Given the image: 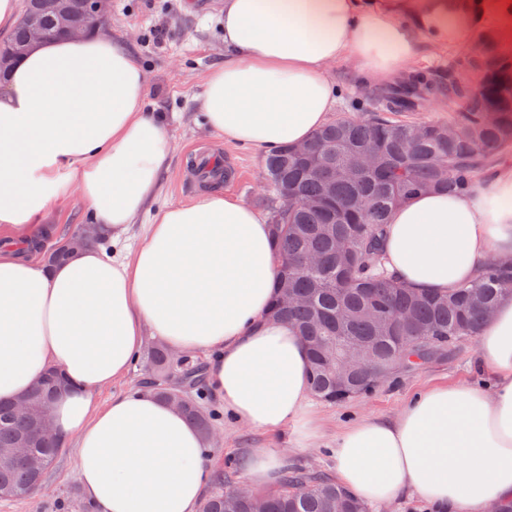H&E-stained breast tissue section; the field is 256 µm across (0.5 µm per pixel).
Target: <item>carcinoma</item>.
Wrapping results in <instances>:
<instances>
[{"label":"carcinoma","mask_w":512,"mask_h":512,"mask_svg":"<svg viewBox=\"0 0 512 512\" xmlns=\"http://www.w3.org/2000/svg\"><path fill=\"white\" fill-rule=\"evenodd\" d=\"M484 77V91L470 94L469 74ZM442 90L419 75L386 89L383 111L363 118L343 115L315 132L312 154L301 158L283 148L265 161L274 196L289 188L304 204L279 208L269 216L274 250L280 259L278 282L304 298L285 307L273 301L270 314L293 324L310 357L312 395L340 403L372 393L379 382L364 371L336 387L334 354L367 348L375 363L391 373L479 335L485 311L512 295V262H493L473 280L447 294H423L399 284L387 271L380 241L388 215L420 191L465 194L475 185L482 164L512 147V61L481 38L477 54L458 56L448 78V102L465 104L447 124L400 119L429 94ZM497 110V120L486 111ZM336 168V201L319 208L307 201L320 195L323 175ZM147 371L156 397L170 403L205 441L215 434L214 416L197 399L203 368L188 365L161 342H151ZM180 384L169 386L172 375ZM63 375L40 378L24 394L38 407L51 408ZM28 448L23 458L0 455V495L28 497L44 484L61 448L43 434L37 420L0 403V451ZM241 464L230 461L213 474L212 491L200 512H254L256 503L239 490ZM267 512H367L366 506L326 477L285 468L278 490L263 496Z\"/></svg>","instance_id":"carcinoma-1"}]
</instances>
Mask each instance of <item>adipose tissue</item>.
I'll return each mask as SVG.
<instances>
[{
    "label": "adipose tissue",
    "mask_w": 512,
    "mask_h": 512,
    "mask_svg": "<svg viewBox=\"0 0 512 512\" xmlns=\"http://www.w3.org/2000/svg\"><path fill=\"white\" fill-rule=\"evenodd\" d=\"M479 30L512 43V0H224V63L201 100L225 143L272 153L307 141L338 106L328 74L359 80L415 74L423 47L448 49ZM140 58L108 35L38 43L0 93V224L26 253H0V402L47 370L70 387L52 404L72 442L82 489L98 512H198L210 467L199 431L147 390L104 402L145 336L208 359L207 385L234 422L264 432L296 426L318 437L306 347L268 316L279 262L269 225L214 188L154 210L173 151L145 111ZM80 193L106 245L46 264L32 226ZM146 218L147 235L130 243ZM404 286L446 293L489 263L512 261V166L464 195L423 192L395 207L383 240ZM491 384L426 388L391 421L363 414L330 449L334 481L382 508L405 495L433 512H487L512 499V297L482 329ZM284 454L255 448L251 486L279 484Z\"/></svg>",
    "instance_id": "ef3b65f1"
}]
</instances>
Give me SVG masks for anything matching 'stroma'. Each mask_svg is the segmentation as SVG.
<instances>
[{
  "label": "stroma",
  "instance_id": "35a3bbf8",
  "mask_svg": "<svg viewBox=\"0 0 512 512\" xmlns=\"http://www.w3.org/2000/svg\"><path fill=\"white\" fill-rule=\"evenodd\" d=\"M104 25L141 59L148 80L145 107L164 116L173 142L157 207L192 201L205 190L206 183L197 169L185 165L186 160L205 154L220 158L233 173L232 179L221 185L224 193L249 204L260 215H267L273 195L265 180L264 155L224 144L203 122L201 96L205 77L224 62V0H110ZM329 75L341 91L338 114L363 116L376 110L378 86L354 79L344 65L332 67ZM88 221L89 207L75 194L66 201L51 203L34 229L46 232L48 239L64 240ZM491 381V375L477 361L476 340L463 341L403 371L394 383L382 385L369 396L340 405L313 401L321 437L315 447L303 450L293 447L292 427L265 433L239 425L223 414L219 403L205 390L200 401L217 415L211 465L219 468L233 458L242 461L251 449L270 446L287 449L290 465L322 474L333 464L326 453L328 445L337 431L358 415L391 420L422 389ZM84 499L75 452L67 447L47 474L40 495L0 498V512H80Z\"/></svg>",
  "mask_w": 512,
  "mask_h": 512
}]
</instances>
